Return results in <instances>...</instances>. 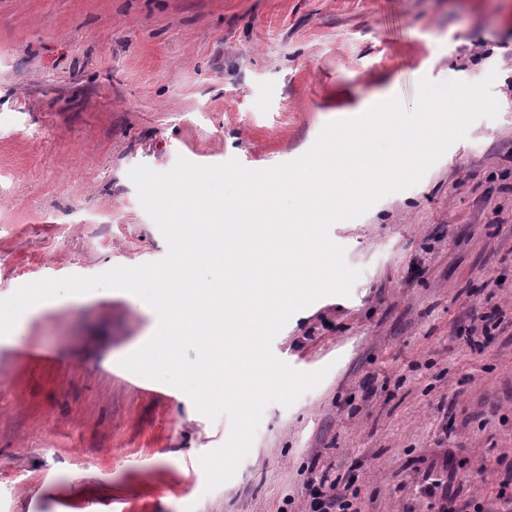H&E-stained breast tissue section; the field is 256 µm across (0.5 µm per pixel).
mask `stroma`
Wrapping results in <instances>:
<instances>
[{"mask_svg": "<svg viewBox=\"0 0 512 512\" xmlns=\"http://www.w3.org/2000/svg\"><path fill=\"white\" fill-rule=\"evenodd\" d=\"M499 103L411 188L331 240L360 277L272 342L327 375L265 408L235 476L183 391L147 394L119 361L155 333L139 297H60L0 336V512H307L342 477L358 512H504L512 484V0H0V299L43 279L163 259L129 171L306 153L373 96L420 79Z\"/></svg>", "mask_w": 512, "mask_h": 512, "instance_id": "stroma-1", "label": "stroma"}]
</instances>
